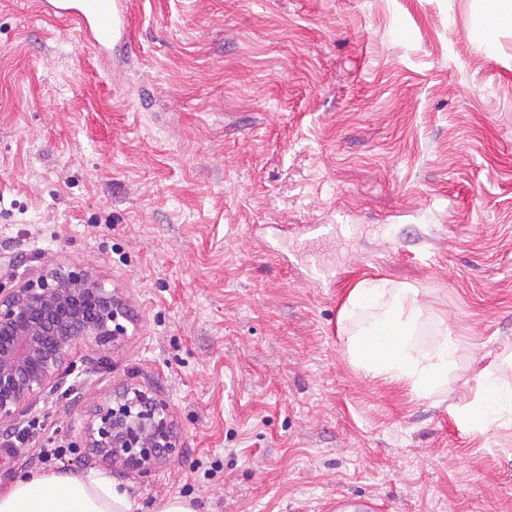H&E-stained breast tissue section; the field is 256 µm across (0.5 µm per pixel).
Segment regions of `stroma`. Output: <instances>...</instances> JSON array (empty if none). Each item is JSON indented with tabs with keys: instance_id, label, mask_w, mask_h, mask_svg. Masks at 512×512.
Listing matches in <instances>:
<instances>
[{
	"instance_id": "obj_1",
	"label": "stroma",
	"mask_w": 512,
	"mask_h": 512,
	"mask_svg": "<svg viewBox=\"0 0 512 512\" xmlns=\"http://www.w3.org/2000/svg\"><path fill=\"white\" fill-rule=\"evenodd\" d=\"M492 0H130L105 57L0 0V254L23 283L91 271L128 305L81 393L34 414L71 440L124 384L166 400L180 456L0 449L22 475L103 474L132 512H512V429L453 408L512 382V25ZM311 224H334L330 239ZM419 289L469 375L427 398L350 362L360 279Z\"/></svg>"
}]
</instances>
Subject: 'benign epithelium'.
Masks as SVG:
<instances>
[{
	"mask_svg": "<svg viewBox=\"0 0 512 512\" xmlns=\"http://www.w3.org/2000/svg\"><path fill=\"white\" fill-rule=\"evenodd\" d=\"M125 298L84 269L45 268L17 288H0V427H19L47 395L58 391L87 343L98 351L127 334ZM85 447L110 465L142 472L175 459L167 403L127 385L98 404L83 430Z\"/></svg>",
	"mask_w": 512,
	"mask_h": 512,
	"instance_id": "benign-epithelium-1",
	"label": "benign epithelium"
}]
</instances>
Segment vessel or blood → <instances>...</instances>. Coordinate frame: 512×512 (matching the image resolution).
I'll list each match as a JSON object with an SVG mask.
<instances>
[{
    "label": "vessel or blood",
    "instance_id": "vessel-or-blood-1",
    "mask_svg": "<svg viewBox=\"0 0 512 512\" xmlns=\"http://www.w3.org/2000/svg\"><path fill=\"white\" fill-rule=\"evenodd\" d=\"M38 16L70 24L94 50L131 48L128 0H34Z\"/></svg>",
    "mask_w": 512,
    "mask_h": 512
}]
</instances>
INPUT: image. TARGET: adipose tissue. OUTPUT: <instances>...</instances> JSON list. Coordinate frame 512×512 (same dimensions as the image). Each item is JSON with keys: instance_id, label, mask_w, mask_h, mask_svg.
<instances>
[{"instance_id": "obj_1", "label": "adipose tissue", "mask_w": 512, "mask_h": 512, "mask_svg": "<svg viewBox=\"0 0 512 512\" xmlns=\"http://www.w3.org/2000/svg\"><path fill=\"white\" fill-rule=\"evenodd\" d=\"M432 317L417 289L392 286L381 278L360 280L339 316L341 324L352 328L351 363L416 397L447 392L459 376V343L443 324L434 345L420 347L418 329ZM455 414L481 431L511 429L512 383L501 379L494 367L482 368L475 397L456 406ZM0 512H132V503L113 488L109 477L50 472L16 482L0 493Z\"/></svg>"}]
</instances>
